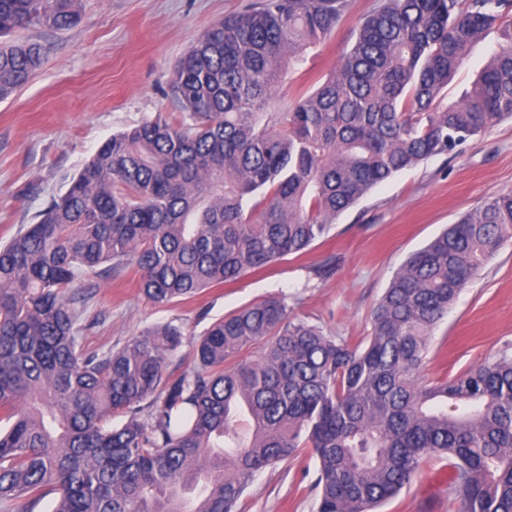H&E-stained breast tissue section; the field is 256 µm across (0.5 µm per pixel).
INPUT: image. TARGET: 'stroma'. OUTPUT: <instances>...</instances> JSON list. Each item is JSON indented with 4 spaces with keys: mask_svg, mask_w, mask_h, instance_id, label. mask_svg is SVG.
<instances>
[{
    "mask_svg": "<svg viewBox=\"0 0 512 512\" xmlns=\"http://www.w3.org/2000/svg\"><path fill=\"white\" fill-rule=\"evenodd\" d=\"M250 0H83L70 30L22 31L21 39L51 51L30 82L0 100V244L69 187L72 177L113 134L173 112L167 82L178 59L200 35ZM376 0H353L330 37L311 49L303 71L287 73L272 92L279 107L313 91L336 69ZM498 43L489 30L448 86L449 100L469 89ZM512 192V121L471 139L458 155L436 156L374 187L337 217L329 233L303 255L210 288L194 298L156 305L134 274L100 281L84 313L86 350L122 345L169 323L200 334L245 305L285 300L292 315L355 340L371 333V310L408 255L488 197ZM336 264L319 270L328 257ZM512 353V244L505 245L459 295L430 339L425 381L456 377ZM318 464L310 454L258 473L240 512H316ZM450 472L425 463L381 512H455Z\"/></svg>",
    "mask_w": 512,
    "mask_h": 512,
    "instance_id": "obj_1",
    "label": "stroma"
}]
</instances>
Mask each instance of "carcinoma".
Masks as SVG:
<instances>
[{"mask_svg": "<svg viewBox=\"0 0 512 512\" xmlns=\"http://www.w3.org/2000/svg\"><path fill=\"white\" fill-rule=\"evenodd\" d=\"M83 0H0V99ZM351 0H261L178 60V111L112 135L39 220L0 246V504L33 512H235L255 474L318 461L317 512H373L432 457L458 512H512V356L426 382L429 338L512 242V193L410 254L354 343L268 299L189 337L177 325L88 352L93 279L132 269L154 304L240 279L324 237L376 185L512 120V0H378L340 65L284 112L285 70ZM499 41L460 100L470 48ZM189 345V369L172 355ZM256 347L251 358L245 350ZM124 415L119 428L112 417Z\"/></svg>", "mask_w": 512, "mask_h": 512, "instance_id": "1", "label": "carcinoma"}]
</instances>
